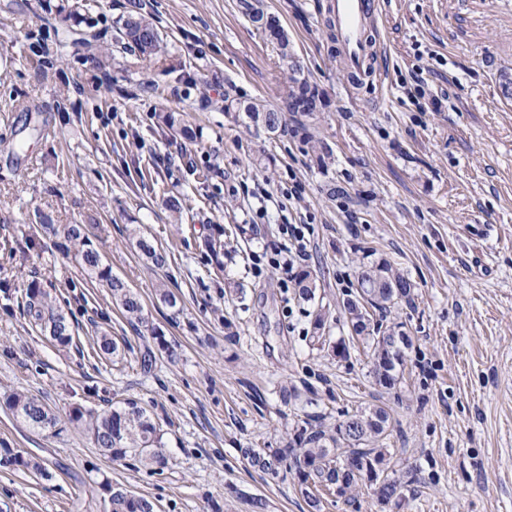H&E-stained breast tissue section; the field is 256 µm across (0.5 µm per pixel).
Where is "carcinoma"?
<instances>
[{"label": "carcinoma", "mask_w": 512, "mask_h": 512, "mask_svg": "<svg viewBox=\"0 0 512 512\" xmlns=\"http://www.w3.org/2000/svg\"><path fill=\"white\" fill-rule=\"evenodd\" d=\"M263 33L276 44L280 68L286 75L282 100L285 111L275 113L271 108L244 105L228 99L225 103L226 109L245 113L251 122L275 136L286 125L284 112L312 119L321 111L322 101L317 87L294 63V52L283 26H270ZM121 37L146 58L160 50V45L155 43L159 39L157 30L143 16H127L122 24ZM156 119L160 127L192 137L190 129L180 126L175 113L160 112ZM64 233L73 242L74 259L81 269L90 278L109 288L112 300L130 322H143L140 299L123 281L112 275V270L103 263L84 229L71 225L64 229ZM317 288V277L312 272L298 274L295 288L298 299L304 302L315 299ZM357 288L358 298H349L344 302L347 324L356 335L367 336L376 383L385 389H392L397 383L396 368L403 363V348L410 346V340L391 341L390 337L399 335V332L393 326L384 325L382 318L373 320L370 311L384 316L399 303L411 301V284L391 265L378 263L358 273ZM26 312L31 321L57 345L66 347L72 342V331L66 317L56 311L50 295L35 283L27 289ZM6 405L16 417L34 429L52 428L57 424L55 415L35 395L13 392L6 397ZM69 420L83 426L95 447L111 460L130 457L145 466L158 468L165 463L160 428L147 409L135 400L118 401L112 404L111 409L101 412L74 407L70 410ZM389 420V413L379 406L353 414L346 412L343 422H352L356 434L342 436L336 427L326 425L324 419L318 416H312L294 430L291 441L285 447L244 448L242 453L254 468L272 479L293 474L312 512L321 510L318 494L321 488L335 487L338 494L344 495L357 490L359 484L370 483L380 477L384 478L391 493L400 497L405 488L419 480V474L413 469L401 473L390 469L388 450L384 447ZM346 461L355 466L360 478H355L353 471L346 470ZM0 464L19 467L37 479L47 477L43 463L14 454L8 448L0 456ZM154 509L155 505L149 499L124 489H110L106 512H154Z\"/></svg>", "instance_id": "cac0c4a2"}]
</instances>
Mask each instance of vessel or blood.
<instances>
[{
	"mask_svg": "<svg viewBox=\"0 0 512 512\" xmlns=\"http://www.w3.org/2000/svg\"><path fill=\"white\" fill-rule=\"evenodd\" d=\"M327 11L346 68L360 75L385 51L378 0H328Z\"/></svg>",
	"mask_w": 512,
	"mask_h": 512,
	"instance_id": "obj_1",
	"label": "vessel or blood"
}]
</instances>
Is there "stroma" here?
Listing matches in <instances>:
<instances>
[{
    "instance_id": "1",
    "label": "stroma",
    "mask_w": 512,
    "mask_h": 512,
    "mask_svg": "<svg viewBox=\"0 0 512 512\" xmlns=\"http://www.w3.org/2000/svg\"><path fill=\"white\" fill-rule=\"evenodd\" d=\"M135 1L162 38L149 61L119 39ZM381 2L385 95L350 78L325 0H260L322 94L307 123L329 154L320 167L293 133L269 136L224 109L228 97H280L278 49L241 0H0V396H38L59 417L41 431L0 404V449L49 472L0 466V512H104L105 480L157 512H253L254 498L263 512H310L294 477L267 480L243 449L285 447L307 416L333 425L374 405L391 415L392 467L421 481L387 504L366 487L351 501L325 490L322 512H512V98L498 80L512 69V0ZM416 73L430 86L422 107L399 86ZM167 111L193 140L158 127ZM293 177L306 187L298 204ZM288 219L310 227L322 344L310 305L270 262ZM72 224L175 357L68 256ZM135 230L165 249L164 267ZM383 261L414 285L387 315L412 340L391 390L363 342L346 359L331 349L350 334L343 302L360 268ZM33 281L66 314L69 347L28 321ZM101 333L121 361L99 353ZM283 385L296 400H281ZM127 398L160 423L165 466L111 461L68 419ZM0 464L19 467L30 473L35 478L48 477L47 471L40 461L36 459H28L19 454H14L10 449L4 448V455H0Z\"/></svg>"
}]
</instances>
